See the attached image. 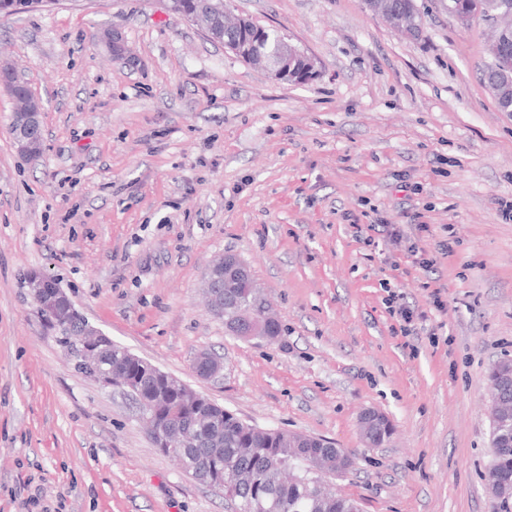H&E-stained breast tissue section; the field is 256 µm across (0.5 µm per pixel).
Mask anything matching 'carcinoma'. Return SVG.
<instances>
[{"label":"carcinoma","instance_id":"carcinoma-1","mask_svg":"<svg viewBox=\"0 0 512 512\" xmlns=\"http://www.w3.org/2000/svg\"><path fill=\"white\" fill-rule=\"evenodd\" d=\"M472 2L475 13L487 19L499 11L500 0H454L464 7ZM45 7L47 0H0V15H11L27 4ZM203 4L212 5L209 25L214 41H224V0H171L173 12L193 19ZM384 17L394 27L404 26L418 39L422 35L421 16L415 0H381ZM482 80L497 104L512 101V34L502 42L499 57L491 58L482 70ZM226 328H249L267 322L269 330L280 333L281 324L271 303L254 282L211 289ZM54 322L48 332L61 346L83 329L84 319L66 309L50 312ZM75 370L101 382L107 378L123 385L139 408L154 414L145 420L156 447H163L157 428H180L192 434L191 441L178 447L174 458L194 479L221 492L234 504L235 512H359L355 500L326 489L322 475L343 476L351 466L350 456L340 448L322 446L310 436L284 430L260 429L243 421L231 410L183 386L186 400L170 393L166 379L147 377L126 348L112 344L102 349L92 365L78 363ZM493 423L508 420L507 427H491V459L483 481L497 503V512H512V360H502L490 373ZM393 430L388 418L364 433L365 442L377 446Z\"/></svg>","mask_w":512,"mask_h":512}]
</instances>
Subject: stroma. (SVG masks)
<instances>
[{"label":"stroma","mask_w":512,"mask_h":512,"mask_svg":"<svg viewBox=\"0 0 512 512\" xmlns=\"http://www.w3.org/2000/svg\"><path fill=\"white\" fill-rule=\"evenodd\" d=\"M227 2L286 34L316 78H272L168 0L0 17V61L40 103L45 144L18 155L0 87V512H231L156 448L124 388L67 361L34 273L245 422L342 448L336 486L361 512H494L481 474L488 373L512 359V112L481 79L489 24L416 0L419 41L366 0ZM112 26L134 65L94 45ZM371 224L401 225V242L365 245ZM223 254L271 299L276 340L228 335L206 308ZM386 282L416 314L409 334ZM201 352L218 377L195 374ZM367 410L395 426L381 446L362 440ZM47 278L46 276L35 274L30 282L37 310L50 307L55 308L61 304L63 297H67L63 288H56L57 283L54 280L48 283V288H46Z\"/></svg>","instance_id":"35a3bbf8"}]
</instances>
